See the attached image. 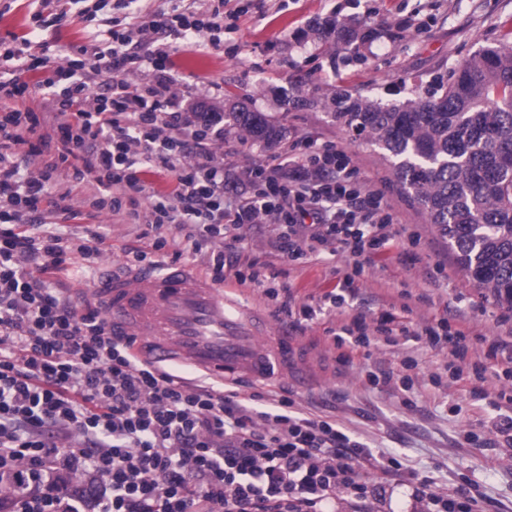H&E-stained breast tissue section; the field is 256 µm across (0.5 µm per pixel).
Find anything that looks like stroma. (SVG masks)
<instances>
[{
	"label": "stroma",
	"mask_w": 512,
	"mask_h": 512,
	"mask_svg": "<svg viewBox=\"0 0 512 512\" xmlns=\"http://www.w3.org/2000/svg\"><path fill=\"white\" fill-rule=\"evenodd\" d=\"M95 0H70L68 14L46 37L57 48L52 66L65 65L73 47L90 43L99 30L84 14ZM357 19L370 31L358 52L337 50L321 33L328 19ZM240 52L182 48L172 56L179 88L187 99L213 97L224 103L246 99L255 111L285 126L287 137L275 148L244 140L237 130L224 134V168L231 178L244 177L256 166L278 163L297 140L318 137L336 143L351 156L359 178L380 188L397 217L399 246L365 266L349 301V314L373 318L385 308L407 307L408 320L418 322L448 316L449 309L465 308L477 330L488 336L512 333V309L497 304L461 272L447 240L440 237L426 214L400 191L381 151L336 123L322 107H284V97H329L336 90L359 92L384 103H400L427 95L434 81H449L458 65L487 46L512 44V0H288L277 10L273 0H254L240 21ZM103 229L110 250L93 266L75 260L71 272L54 277L56 287L77 294L89 286L96 272L124 260L126 251L147 245L141 226L113 223L109 215L90 221ZM278 226L258 224L246 230L248 259L274 262L275 284L291 289L297 301L333 288L349 266L347 255H323L285 264L275 262L271 246ZM329 318L311 323L294 344L303 357L294 359L289 378H275L276 391L294 392L311 414L336 418L360 443L396 456L422 477L451 486L476 485L485 496L488 512H512V458L498 448H465V431L482 432L498 413L489 397L512 391V379L489 374L487 399H475L468 386L435 391L424 380L443 373L446 354L417 352L414 343L373 350L338 365L326 334ZM420 355L419 375L412 393L371 386L368 370L398 366L407 356ZM460 414H452V405Z\"/></svg>",
	"instance_id": "1"
}]
</instances>
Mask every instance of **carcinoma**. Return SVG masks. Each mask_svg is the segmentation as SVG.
Segmentation results:
<instances>
[{
  "label": "carcinoma",
  "mask_w": 512,
  "mask_h": 512,
  "mask_svg": "<svg viewBox=\"0 0 512 512\" xmlns=\"http://www.w3.org/2000/svg\"><path fill=\"white\" fill-rule=\"evenodd\" d=\"M325 35L355 50L359 23L339 29L333 20ZM309 103L384 152L400 190L448 240L467 279L512 307V45L480 50L425 97L383 104L344 89ZM224 128L268 146L285 135L238 103L224 111Z\"/></svg>",
  "instance_id": "obj_1"
}]
</instances>
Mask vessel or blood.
Listing matches in <instances>:
<instances>
[{
    "instance_id": "vessel-or-blood-1",
    "label": "vessel or blood",
    "mask_w": 512,
    "mask_h": 512,
    "mask_svg": "<svg viewBox=\"0 0 512 512\" xmlns=\"http://www.w3.org/2000/svg\"><path fill=\"white\" fill-rule=\"evenodd\" d=\"M88 299L109 328L136 337L141 352L157 363L265 380L288 361L287 338L271 332L257 346V325L229 309L223 289L181 266L112 264L92 282Z\"/></svg>"
}]
</instances>
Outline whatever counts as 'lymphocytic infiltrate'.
<instances>
[{
	"label": "lymphocytic infiltrate",
	"mask_w": 512,
	"mask_h": 512,
	"mask_svg": "<svg viewBox=\"0 0 512 512\" xmlns=\"http://www.w3.org/2000/svg\"><path fill=\"white\" fill-rule=\"evenodd\" d=\"M32 0L38 35L0 39V512H336V498L377 501L410 489L424 512H484L477 487L448 488L373 452L330 417L303 411L296 398L244 393L238 381L194 384L140 357L136 339L116 336L98 308L74 306L49 280L72 254L96 258L107 235L45 228L108 212L121 223L153 219L149 250L206 253L204 272L262 288L280 300L289 331L340 310L355 273L395 245V213L381 189L349 187L356 169L330 142L301 138L288 162L257 169L225 197L224 164L213 146L224 113L186 111L174 92L178 48L233 41L250 0H207L197 9L173 0L142 21L136 0H117L124 16L103 39L80 46L38 86L24 75L46 66L52 44L41 31L61 13ZM151 78L139 84L133 73ZM168 178L157 190L148 177ZM85 188L81 208L73 188ZM270 217L282 228L273 248L299 261L339 249L353 271L335 288L296 304L242 264L241 230ZM339 364L378 345L414 341L447 353L448 378L482 384L507 343L474 333L467 313L415 324L390 310L373 321L346 316L331 331ZM373 469L374 479L364 470ZM86 478L64 498L61 476Z\"/></svg>",
	"instance_id": "obj_1"
}]
</instances>
